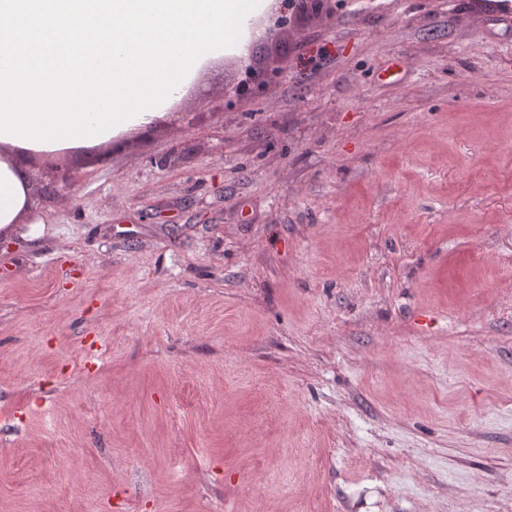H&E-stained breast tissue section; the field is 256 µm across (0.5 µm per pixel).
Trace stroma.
<instances>
[{
    "instance_id": "stroma-1",
    "label": "stroma",
    "mask_w": 512,
    "mask_h": 512,
    "mask_svg": "<svg viewBox=\"0 0 512 512\" xmlns=\"http://www.w3.org/2000/svg\"><path fill=\"white\" fill-rule=\"evenodd\" d=\"M0 237V512H512V8L328 0Z\"/></svg>"
}]
</instances>
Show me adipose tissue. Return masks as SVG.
<instances>
[{"label": "adipose tissue", "instance_id": "obj_1", "mask_svg": "<svg viewBox=\"0 0 512 512\" xmlns=\"http://www.w3.org/2000/svg\"><path fill=\"white\" fill-rule=\"evenodd\" d=\"M33 149L0 141V233L25 223L31 211L32 181L25 164Z\"/></svg>", "mask_w": 512, "mask_h": 512}]
</instances>
